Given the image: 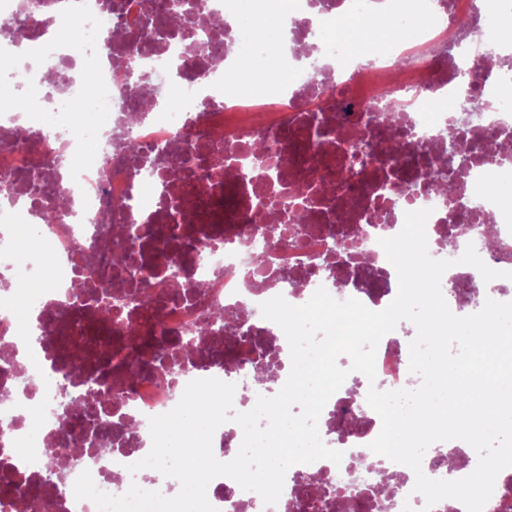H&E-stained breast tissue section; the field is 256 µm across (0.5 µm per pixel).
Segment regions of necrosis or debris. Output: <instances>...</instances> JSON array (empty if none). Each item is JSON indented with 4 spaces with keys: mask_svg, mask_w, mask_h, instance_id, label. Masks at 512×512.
Instances as JSON below:
<instances>
[{
    "mask_svg": "<svg viewBox=\"0 0 512 512\" xmlns=\"http://www.w3.org/2000/svg\"><path fill=\"white\" fill-rule=\"evenodd\" d=\"M102 2L59 0L23 37L0 39V224L7 227L0 235V419L8 421L0 426V474L10 478L0 489V512H41L47 499L53 512H97L74 496L85 470L112 495L133 483L163 491L149 470L127 469L151 449L149 417L170 411L186 385L202 378L236 384L235 411L250 410L267 392L256 381L262 349L276 357L277 381L285 383L287 339L260 309L275 296L301 305L323 287L342 301L360 287L385 309L398 276L379 241L398 234L408 212L432 211L428 249L454 262L441 281L454 314L478 312L489 298L512 300V281L484 282L477 269L457 262L471 243L489 267L512 271V160L492 162L484 152L490 143L512 146V0H422L420 18L408 21L385 54L365 61L324 40L316 19L321 12L367 13V0H326L321 11L313 0H295L292 46L262 74L235 56L239 0H196L202 15L225 25L203 26L194 40L176 30L164 38L141 34L135 63L148 71V85L167 90L144 112L139 96H121L114 59L126 55L130 40L113 36ZM476 27L483 42L471 61L484 77L464 87L456 50ZM176 59L187 77L172 78ZM252 82L262 93L247 92ZM55 85L63 99L117 109L102 129L83 126L50 96ZM461 90L481 103L478 121L441 109ZM120 129L153 157L188 135L198 162L159 197V170L139 167L117 149ZM20 130L28 146L16 144ZM451 130L471 151L445 196L433 184ZM260 209L282 218L258 223ZM114 223L139 228L136 266L118 267ZM33 237L41 245L35 262L20 251ZM257 250L265 257L259 268ZM175 259L189 272L179 287L197 294L169 303L160 327L150 328L140 296L167 277ZM80 283L105 294L102 313L89 321L79 314ZM22 312L41 316L47 343L14 346ZM197 327L203 336L186 346L183 336ZM150 337L162 344L154 371L130 376L133 345ZM375 365V382L353 373L320 415L321 438L342 451L341 463L292 466L273 507L221 476L207 488L210 503L218 512H333L323 495L332 484L360 499L361 512H402L407 503L420 512L424 499L413 491L409 467L377 454L371 464L359 461L382 429L366 401L369 387L420 383L409 370L408 340L383 337ZM54 377L85 400V421L61 426ZM104 410L112 445L103 450L88 419ZM74 437L82 462L46 482L47 452L67 457ZM476 464L474 449L456 440L432 444L422 469L456 480Z\"/></svg>",
    "mask_w": 512,
    "mask_h": 512,
    "instance_id": "4bbe7bcc",
    "label": "necrosis or debris"
}]
</instances>
